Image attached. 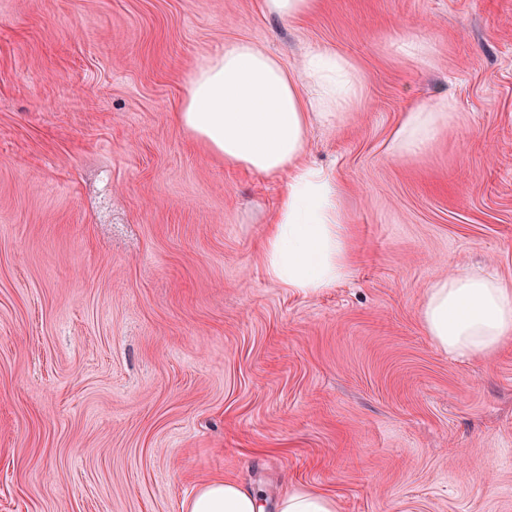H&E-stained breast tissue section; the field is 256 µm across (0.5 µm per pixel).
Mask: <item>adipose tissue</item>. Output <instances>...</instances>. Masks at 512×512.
<instances>
[{
    "label": "adipose tissue",
    "mask_w": 512,
    "mask_h": 512,
    "mask_svg": "<svg viewBox=\"0 0 512 512\" xmlns=\"http://www.w3.org/2000/svg\"><path fill=\"white\" fill-rule=\"evenodd\" d=\"M360 70L335 52L314 48L301 70L250 41H238L195 69L177 112L179 125L210 153L268 177L287 176L288 195L265 238L271 278L301 293L336 286L350 273L347 229L329 171L303 157L314 118L354 110L363 94ZM454 100L405 114L392 154L415 155L434 140ZM429 336L442 350L474 357L512 338V290L489 274L462 271L435 283L422 311ZM259 494L235 482H204L182 512H259Z\"/></svg>",
    "instance_id": "1"
}]
</instances>
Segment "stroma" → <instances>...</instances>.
<instances>
[{
  "mask_svg": "<svg viewBox=\"0 0 512 512\" xmlns=\"http://www.w3.org/2000/svg\"><path fill=\"white\" fill-rule=\"evenodd\" d=\"M425 39L428 62L396 40ZM247 40L364 78L314 122L350 276L288 290L262 244L288 181L174 118L198 64ZM456 102L422 153L405 112ZM512 289V0H0V512H181L214 476L339 512H512V338L455 358L429 288ZM268 12L275 13L288 20H294L312 12L317 0H265ZM277 512H338L336 499L321 493L294 489L284 494Z\"/></svg>",
  "mask_w": 512,
  "mask_h": 512,
  "instance_id": "stroma-1",
  "label": "stroma"
}]
</instances>
